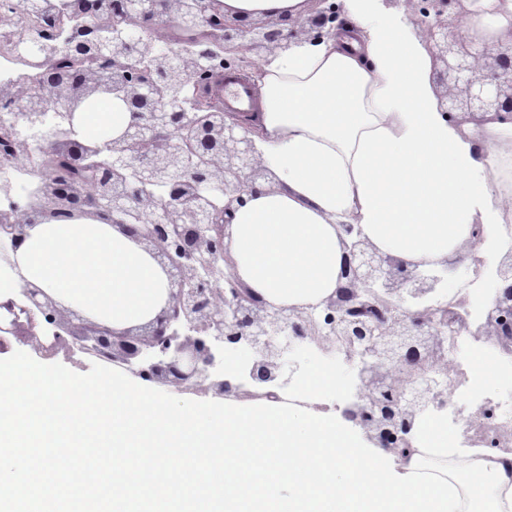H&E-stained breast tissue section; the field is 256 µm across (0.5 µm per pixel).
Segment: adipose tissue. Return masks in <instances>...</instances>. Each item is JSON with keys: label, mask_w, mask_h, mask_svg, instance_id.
I'll list each match as a JSON object with an SVG mask.
<instances>
[{"label": "adipose tissue", "mask_w": 512, "mask_h": 512, "mask_svg": "<svg viewBox=\"0 0 512 512\" xmlns=\"http://www.w3.org/2000/svg\"><path fill=\"white\" fill-rule=\"evenodd\" d=\"M220 2L226 15L250 20L303 22L311 15L310 0ZM344 2L350 26L260 61L253 76L258 110L248 136L272 178L234 206L224 237L233 262L225 272L274 308L335 296L343 222L410 268L444 260L466 265L473 252L489 260L512 248V236L500 228L512 195L495 184L499 162L512 156V114L448 118L423 27L384 0ZM466 5L461 34L512 44V0ZM130 120L122 104L99 97L80 112V134L96 143L120 136ZM31 290L76 319L123 332L156 319L171 281L121 227L83 216L24 225L21 244L0 255V318L9 301L31 308ZM339 390L334 368L325 365L311 368L282 400L330 407ZM412 445L411 455L395 457L396 472L407 473L415 454L502 465V510L512 512V454L449 448L448 420L439 415Z\"/></svg>", "instance_id": "adipose-tissue-1"}]
</instances>
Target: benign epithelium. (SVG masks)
Returning <instances> with one entry per match:
<instances>
[{
    "label": "benign epithelium",
    "instance_id": "benign-epithelium-1",
    "mask_svg": "<svg viewBox=\"0 0 512 512\" xmlns=\"http://www.w3.org/2000/svg\"><path fill=\"white\" fill-rule=\"evenodd\" d=\"M427 40L441 77L464 99L440 100L451 116L464 112L512 113V46L475 33L455 32L452 0H424ZM332 3L311 18L319 41L335 28ZM92 31L80 59L81 79H58L37 92L58 54L73 51L65 29ZM261 42L280 51L292 35L230 18L216 0H23L0 6V33L32 73L0 79V101L19 103V127L39 136L64 165L41 164L36 188H8L0 229L22 240L17 215L108 217L149 246L167 268L173 289L168 309L144 338L116 335L91 325L74 336L80 348L127 366L140 379L176 388L211 381L221 393L260 391L277 399L308 370L306 356L327 352L338 339L361 348L346 357L353 391L343 416L383 448L408 445L422 422L448 410V332L484 336L512 358V250L489 271V302L470 330L468 301L448 303V280L467 274L457 263L408 269L341 225L345 248L336 296L308 308H270L224 274L225 216L233 203L267 178L247 126L228 123L224 71L236 54ZM110 94L128 106L131 123L118 138L86 145L75 138L77 115L92 97ZM26 150L14 136L0 154L12 161ZM29 299L54 328L57 311Z\"/></svg>",
    "mask_w": 512,
    "mask_h": 512
}]
</instances>
